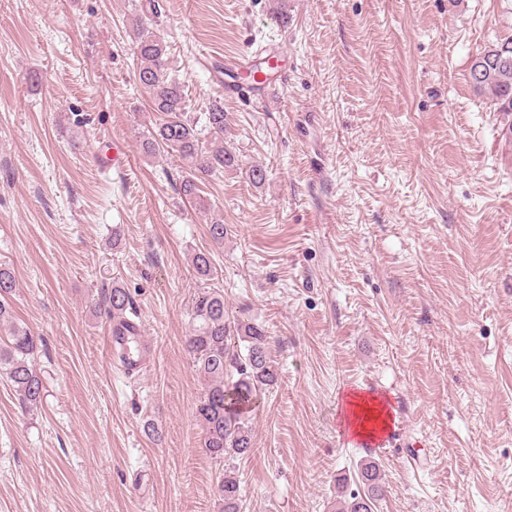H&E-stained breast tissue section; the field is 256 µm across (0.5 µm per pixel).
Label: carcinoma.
I'll return each mask as SVG.
<instances>
[{
    "mask_svg": "<svg viewBox=\"0 0 512 512\" xmlns=\"http://www.w3.org/2000/svg\"><path fill=\"white\" fill-rule=\"evenodd\" d=\"M133 54L141 86L150 95L151 109L159 114V123L142 141L145 154L177 153L187 162L180 194L201 200L200 184L237 165L235 154L224 147V102L214 100L204 114L203 125L185 112L183 84L169 72L168 45L153 29L160 13L158 0H142ZM485 57L481 78L469 71L474 87L488 92L500 112H512V39L487 46L476 53ZM196 272L207 280L215 277L210 254L193 257ZM16 288L12 273L0 267V324L6 340L0 344V378L6 380L25 409L43 403L45 385L36 367V337L13 320L9 304ZM104 314L119 317L137 313L134 300L119 283L112 284L106 297L97 304ZM270 340L265 329L254 323H231L224 305V292L209 288L195 297L192 326L186 337V349L196 371L205 380V389L196 414L204 433V448L212 459L224 465L216 494L221 512H241L240 481L232 463L253 450L251 407L261 393L273 388L278 367L269 354ZM358 482L363 491L343 500L338 512H373L384 492V477L379 466L365 462L358 467Z\"/></svg>",
    "mask_w": 512,
    "mask_h": 512,
    "instance_id": "cac0c4a2",
    "label": "carcinoma"
}]
</instances>
